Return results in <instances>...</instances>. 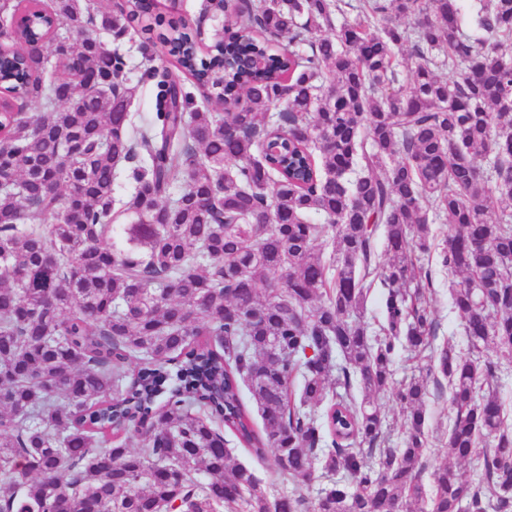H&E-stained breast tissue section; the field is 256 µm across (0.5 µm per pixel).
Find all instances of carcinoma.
<instances>
[{
    "label": "carcinoma",
    "instance_id": "obj_1",
    "mask_svg": "<svg viewBox=\"0 0 512 512\" xmlns=\"http://www.w3.org/2000/svg\"><path fill=\"white\" fill-rule=\"evenodd\" d=\"M23 6L42 32L38 0L0 2ZM157 10L86 14L59 79L36 52L0 59V88L43 110L0 112V176L18 184L0 192V512H512V419L483 356L492 342L512 357V0H471L479 38L462 0H224L208 58L184 24L158 39L201 97L238 106L203 110L170 75L137 126L133 89L112 85L121 56L87 35L149 31ZM122 168L133 190L119 202ZM431 211L452 229L442 244ZM328 226L334 269L318 254ZM434 250L466 275L452 306L467 357L436 343L421 264ZM400 348L428 364L394 389ZM432 377L448 381L451 454L481 459L470 480L426 471ZM382 391L407 409L400 448L386 446ZM227 433L272 452L285 482L339 479L312 500L272 497L230 464Z\"/></svg>",
    "mask_w": 512,
    "mask_h": 512
}]
</instances>
